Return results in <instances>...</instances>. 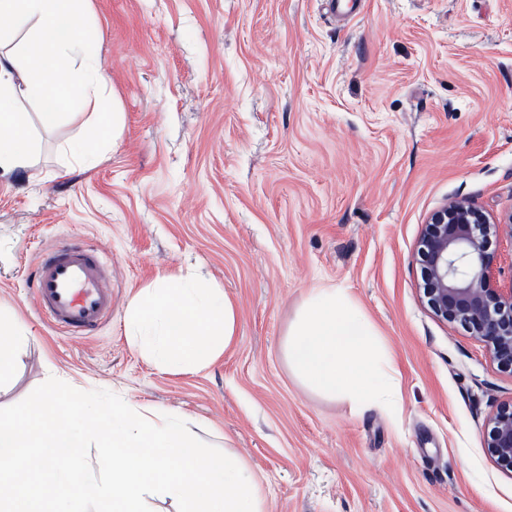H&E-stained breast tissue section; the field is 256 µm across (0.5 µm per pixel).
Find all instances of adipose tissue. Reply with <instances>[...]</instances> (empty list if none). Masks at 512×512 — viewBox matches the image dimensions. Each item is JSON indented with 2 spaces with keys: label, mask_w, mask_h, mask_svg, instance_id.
Wrapping results in <instances>:
<instances>
[{
  "label": "adipose tissue",
  "mask_w": 512,
  "mask_h": 512,
  "mask_svg": "<svg viewBox=\"0 0 512 512\" xmlns=\"http://www.w3.org/2000/svg\"><path fill=\"white\" fill-rule=\"evenodd\" d=\"M86 0H0V17L28 31L29 66H19L0 35V172L29 168L33 151L18 96L37 101L43 126H55L78 103L98 109L105 72L84 33ZM132 342L156 366L172 371L209 364L237 334L233 300L191 276L162 278L141 289L126 318ZM371 323L336 288L312 289L288 327L283 352L302 384L361 402L389 396L391 366Z\"/></svg>",
  "instance_id": "ef3b65f1"
}]
</instances>
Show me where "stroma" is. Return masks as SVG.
I'll use <instances>...</instances> for the list:
<instances>
[{
  "label": "stroma",
  "mask_w": 512,
  "mask_h": 512,
  "mask_svg": "<svg viewBox=\"0 0 512 512\" xmlns=\"http://www.w3.org/2000/svg\"><path fill=\"white\" fill-rule=\"evenodd\" d=\"M121 122L91 162L68 146L102 115L47 129L20 99L34 164L0 175V319L21 341L0 408L48 378L188 417L263 479L269 512H512L484 447L512 374L421 302L431 215L465 200L512 214V0H89ZM112 262V317L69 338L33 308L41 248ZM191 271L236 305L207 366L174 372L132 344L139 289ZM339 288L393 360V401L302 387L283 342L310 289Z\"/></svg>",
  "instance_id": "35a3bbf8"
}]
</instances>
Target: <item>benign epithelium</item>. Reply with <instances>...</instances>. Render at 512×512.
I'll return each instance as SVG.
<instances>
[{
  "mask_svg": "<svg viewBox=\"0 0 512 512\" xmlns=\"http://www.w3.org/2000/svg\"><path fill=\"white\" fill-rule=\"evenodd\" d=\"M506 231L512 220L492 224L469 202L436 211L419 241L422 301L439 319L459 324L484 343L491 360L512 374V287H495L493 262L486 253L490 235ZM485 448L493 461L512 471V401L489 421Z\"/></svg>",
  "mask_w": 512,
  "mask_h": 512,
  "instance_id": "benign-epithelium-1",
  "label": "benign epithelium"
}]
</instances>
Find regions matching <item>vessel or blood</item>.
<instances>
[{"mask_svg":"<svg viewBox=\"0 0 512 512\" xmlns=\"http://www.w3.org/2000/svg\"><path fill=\"white\" fill-rule=\"evenodd\" d=\"M107 259L78 240L42 252L30 283L33 305L70 337L98 330L112 314V285Z\"/></svg>","mask_w":512,"mask_h":512,"instance_id":"b4317fda","label":"vessel or blood"}]
</instances>
